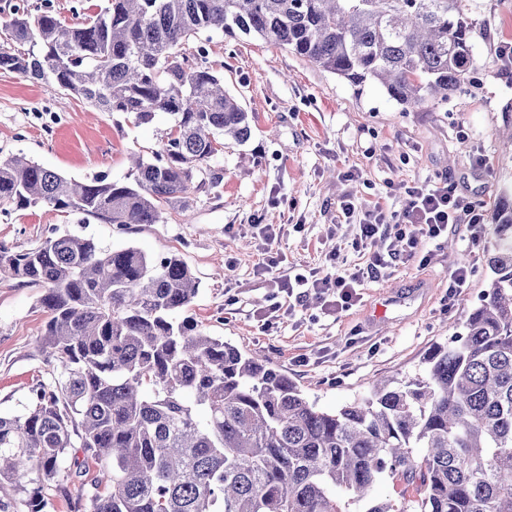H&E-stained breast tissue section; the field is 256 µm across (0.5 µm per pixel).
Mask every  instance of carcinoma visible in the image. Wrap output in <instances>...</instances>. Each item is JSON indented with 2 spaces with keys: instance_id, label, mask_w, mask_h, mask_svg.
I'll return each mask as SVG.
<instances>
[{
  "instance_id": "cac0c4a2",
  "label": "carcinoma",
  "mask_w": 512,
  "mask_h": 512,
  "mask_svg": "<svg viewBox=\"0 0 512 512\" xmlns=\"http://www.w3.org/2000/svg\"><path fill=\"white\" fill-rule=\"evenodd\" d=\"M462 0H106L64 23L0 21V72L101 112L171 126L123 180L0 159V205L161 224L221 185L211 161L251 137L202 39L259 37L403 109L448 101L475 66ZM486 296L412 380L375 379L334 410L266 357L174 320L199 292L177 255L64 233L0 246V274L43 288L47 378L0 414V512H512V189L500 193ZM404 485L400 503L376 496Z\"/></svg>"
}]
</instances>
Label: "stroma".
Masks as SVG:
<instances>
[{"mask_svg":"<svg viewBox=\"0 0 512 512\" xmlns=\"http://www.w3.org/2000/svg\"><path fill=\"white\" fill-rule=\"evenodd\" d=\"M480 35L477 69L445 103L401 111L375 84L355 89L286 49L258 37H215L208 59L251 117L252 137L226 140L212 165L219 188L194 192L190 207L162 224L121 231L79 212L48 206H0V245L22 251L71 232L104 247L134 246L151 257L177 254L200 281L198 296L175 315L243 350L261 351L309 400L334 409L366 395L376 376L413 377L436 343L450 340L488 289L493 233L472 244L467 225L446 237L419 239L382 276L364 279L351 306L299 300L282 284L366 267L354 248L357 224L337 216L345 195L362 205L400 211L411 187L449 176L468 201L492 215L512 185V152L497 133L512 122V0H463ZM166 116L134 124L102 113L56 85L0 73V158L22 153L83 179L119 180L129 157L157 149ZM279 226L275 238L263 227ZM276 265L261 270L266 256ZM465 263L467 288L448 295V273ZM42 293L0 275V411L22 408L47 364L38 340Z\"/></svg>","mask_w":512,"mask_h":512,"instance_id":"obj_1","label":"stroma"}]
</instances>
